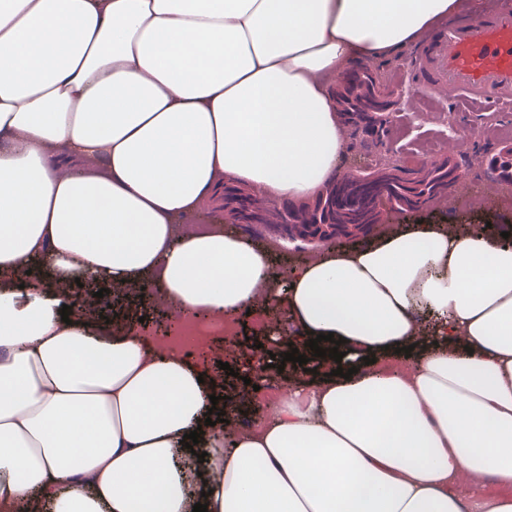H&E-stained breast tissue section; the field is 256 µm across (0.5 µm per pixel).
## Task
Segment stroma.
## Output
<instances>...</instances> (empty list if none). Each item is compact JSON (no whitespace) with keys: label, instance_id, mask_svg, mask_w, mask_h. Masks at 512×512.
Wrapping results in <instances>:
<instances>
[{"label":"stroma","instance_id":"stroma-1","mask_svg":"<svg viewBox=\"0 0 512 512\" xmlns=\"http://www.w3.org/2000/svg\"><path fill=\"white\" fill-rule=\"evenodd\" d=\"M421 49V44H412L378 62L379 68L386 71L393 85L402 92L396 105L401 119L391 131L387 144L397 150L405 165L417 167L425 159L440 161L448 157L459 162L466 156L481 162L502 143L512 144V107L475 112L462 100L448 105L419 84L412 62ZM452 126L458 131L476 126L481 134L479 138L463 143L457 136H449L448 129ZM490 180L491 175L484 168L475 173L464 172L461 180L449 189L447 197L432 208L417 215L387 209L383 219L388 224H409L417 218L437 224L464 222L475 230L489 222L512 225V193L491 207L480 203ZM238 232L257 245L275 247L272 266L276 271L291 269L306 258L295 243L285 239L281 228L260 224L239 227ZM92 313L98 320H127L131 325L139 326L151 339L158 336L160 329L172 319L170 310L156 307L147 294L134 290L123 295L113 292L104 295L93 306ZM264 319V314L257 312L239 316L235 348H226L225 335L218 334L212 336L203 349L189 352V360L222 381L227 394H235L240 385L237 370L253 356L257 345L266 340L265 335L256 331L258 322Z\"/></svg>","mask_w":512,"mask_h":512}]
</instances>
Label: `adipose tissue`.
Segmentation results:
<instances>
[{
	"label": "adipose tissue",
	"instance_id": "ef3b65f1",
	"mask_svg": "<svg viewBox=\"0 0 512 512\" xmlns=\"http://www.w3.org/2000/svg\"><path fill=\"white\" fill-rule=\"evenodd\" d=\"M482 0H0V502L26 512H512V245L498 226L393 224L272 275L189 229L231 180L307 202L345 139L331 85ZM48 277L30 276L39 255ZM157 287L235 323L285 304L327 374L248 421L141 332L63 322L64 287ZM372 364H365V357ZM351 370L350 378L336 368ZM201 436L194 448L183 438ZM203 454L194 470L179 457ZM489 476L466 502L451 483Z\"/></svg>",
	"mask_w": 512,
	"mask_h": 512
}]
</instances>
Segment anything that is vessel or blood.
<instances>
[{
	"instance_id": "obj_1",
	"label": "vessel or blood",
	"mask_w": 512,
	"mask_h": 512,
	"mask_svg": "<svg viewBox=\"0 0 512 512\" xmlns=\"http://www.w3.org/2000/svg\"><path fill=\"white\" fill-rule=\"evenodd\" d=\"M415 63L418 80L440 97L483 109L512 104V10L441 24Z\"/></svg>"
}]
</instances>
